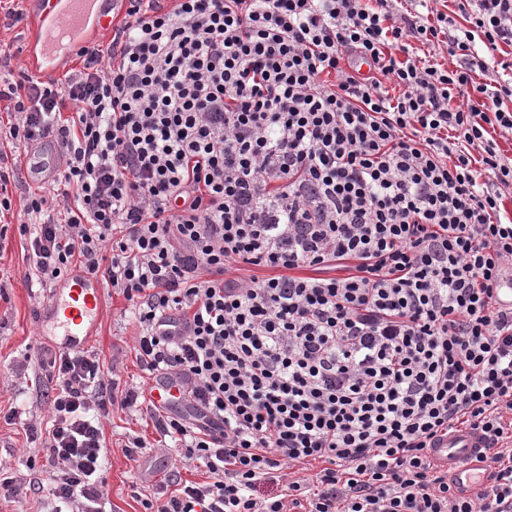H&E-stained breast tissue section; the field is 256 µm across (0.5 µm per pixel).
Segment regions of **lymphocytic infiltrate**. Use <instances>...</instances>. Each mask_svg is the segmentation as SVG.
<instances>
[{
	"instance_id": "1",
	"label": "lymphocytic infiltrate",
	"mask_w": 512,
	"mask_h": 512,
	"mask_svg": "<svg viewBox=\"0 0 512 512\" xmlns=\"http://www.w3.org/2000/svg\"><path fill=\"white\" fill-rule=\"evenodd\" d=\"M434 2L129 0L65 83L0 81L1 135L58 146L65 208L23 207L38 280L101 277L179 385L147 409L208 479L153 512H512V79H475L512 71V0H459L461 36ZM53 366L54 512H101L100 419L138 396L83 351ZM458 427L492 491L428 460Z\"/></svg>"
}]
</instances>
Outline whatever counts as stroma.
I'll return each instance as SVG.
<instances>
[{
	"label": "stroma",
	"mask_w": 512,
	"mask_h": 512,
	"mask_svg": "<svg viewBox=\"0 0 512 512\" xmlns=\"http://www.w3.org/2000/svg\"><path fill=\"white\" fill-rule=\"evenodd\" d=\"M15 7L21 18L0 10V77L18 80L29 71V44L42 5L40 0H16ZM54 145L51 137L31 150L0 143V171L8 177L6 194L12 202L10 212L0 217V469L40 485L39 490L0 500V512H50L53 506L45 473L44 430L49 418L45 395L55 383L44 364V350L57 340L51 327L40 322L50 289L38 283L24 255L19 213L29 192H53L50 173L29 178L26 160L30 151ZM130 310L124 296L104 288L98 326L84 345L98 358L105 380L113 383L119 399L150 380L135 358L138 327ZM101 423L106 439L101 475L105 512H145L144 501L174 475L185 481L206 480L204 468L184 464L181 448L161 441L145 407H114ZM137 438L145 447L134 459L128 447Z\"/></svg>",
	"instance_id": "35a3bbf8"
}]
</instances>
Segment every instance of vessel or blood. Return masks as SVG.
<instances>
[{"instance_id":"obj_1","label":"vessel or blood","mask_w":512,"mask_h":512,"mask_svg":"<svg viewBox=\"0 0 512 512\" xmlns=\"http://www.w3.org/2000/svg\"><path fill=\"white\" fill-rule=\"evenodd\" d=\"M96 3L97 0H64L50 19L41 22L37 33L41 50L29 56L31 68L41 78L55 76L52 61L56 56L80 48L78 35ZM101 307L97 278L77 271L60 283L50 297L48 314L63 330L64 349L75 350L84 345L97 325ZM491 454L490 443L480 431L458 428L438 438L428 456L434 465L447 471L449 481L460 492L469 495L494 484Z\"/></svg>"}]
</instances>
